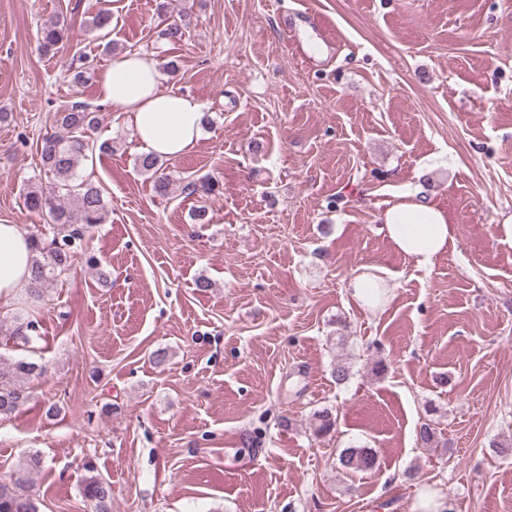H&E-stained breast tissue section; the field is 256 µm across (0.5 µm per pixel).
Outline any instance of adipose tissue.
<instances>
[{"instance_id":"obj_1","label":"adipose tissue","mask_w":512,"mask_h":512,"mask_svg":"<svg viewBox=\"0 0 512 512\" xmlns=\"http://www.w3.org/2000/svg\"><path fill=\"white\" fill-rule=\"evenodd\" d=\"M97 95L113 110L132 116L135 136L146 153L162 158L184 155L199 141L205 114L193 96L162 87L157 61L127 52L114 58L97 77ZM381 221L387 239L417 267H429L455 245L447 212L417 195L405 194ZM33 254L18 225L0 223V307L14 308L30 281Z\"/></svg>"}]
</instances>
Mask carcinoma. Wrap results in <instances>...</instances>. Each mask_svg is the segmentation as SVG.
<instances>
[{
    "label": "carcinoma",
    "mask_w": 512,
    "mask_h": 512,
    "mask_svg": "<svg viewBox=\"0 0 512 512\" xmlns=\"http://www.w3.org/2000/svg\"><path fill=\"white\" fill-rule=\"evenodd\" d=\"M65 18H57L40 31L42 47L50 49L68 36ZM57 123L65 134L45 136L40 144V157L49 188L31 186L24 194L30 210L48 216L47 227L28 234L36 254L31 268V282L24 300L25 313L0 318V334L6 343L26 349L41 339L36 310L44 294L70 270L77 257L84 254V228L102 224L108 209L102 188L83 179L78 173L82 161L99 151H112V143H97L91 132L99 125V117L89 105L76 102L57 113ZM138 168L154 177L159 192L167 190V177L162 173L159 158L143 155L136 161ZM43 367L25 357L7 364L0 361V418H7L31 400L28 380ZM42 465L41 457L32 455L20 462L12 483L0 485V512H39L30 493L31 474ZM377 454L372 448L349 447L336 454V468L346 474L368 472L376 468ZM82 494L95 512H110L112 487L92 462L84 465Z\"/></svg>",
    "instance_id": "cac0c4a2"
}]
</instances>
